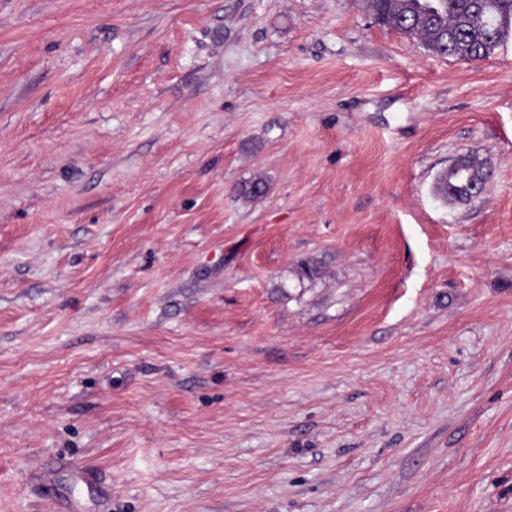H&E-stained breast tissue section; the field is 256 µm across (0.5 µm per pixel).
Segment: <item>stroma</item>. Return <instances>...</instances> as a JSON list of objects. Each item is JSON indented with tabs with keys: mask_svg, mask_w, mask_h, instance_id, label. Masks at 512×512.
<instances>
[{
	"mask_svg": "<svg viewBox=\"0 0 512 512\" xmlns=\"http://www.w3.org/2000/svg\"><path fill=\"white\" fill-rule=\"evenodd\" d=\"M0 512H512V36L0 0ZM467 174L464 180H461L452 173H448V182L443 180L442 190L447 193L448 197L453 199H465L467 190V180H476L484 176V169L482 166L471 165L470 162L467 164Z\"/></svg>",
	"mask_w": 512,
	"mask_h": 512,
	"instance_id": "stroma-1",
	"label": "stroma"
}]
</instances>
